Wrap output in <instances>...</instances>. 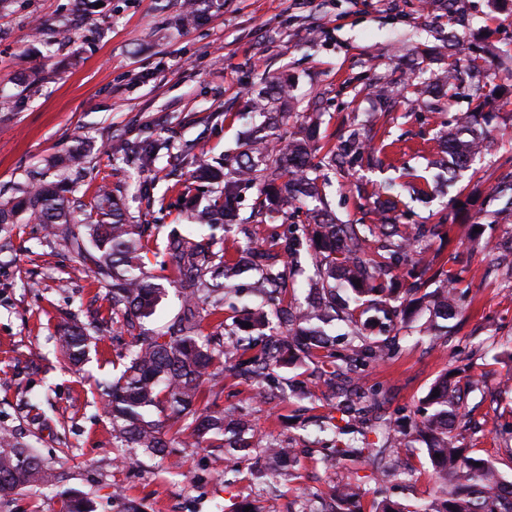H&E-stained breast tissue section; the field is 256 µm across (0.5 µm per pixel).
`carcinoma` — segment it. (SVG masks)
Returning a JSON list of instances; mask_svg holds the SVG:
<instances>
[{
    "instance_id": "1",
    "label": "carcinoma",
    "mask_w": 512,
    "mask_h": 512,
    "mask_svg": "<svg viewBox=\"0 0 512 512\" xmlns=\"http://www.w3.org/2000/svg\"><path fill=\"white\" fill-rule=\"evenodd\" d=\"M443 76L421 86L407 85L412 101L421 110L435 111L443 101L461 94L463 76L470 78L466 97L475 103L470 112L455 114L448 121L452 129L441 141L446 161L437 180L453 183L458 170L487 149L482 123L484 108L492 101L481 75L478 57L455 39ZM269 112L254 133L242 143L236 166L224 171L202 155H191L194 181L221 186L220 194L200 208L191 201L190 219L210 229H230L238 220L242 189L258 187L254 216L304 213L306 223L286 236L277 235L268 248L250 243L228 255L216 247L214 236L196 240L173 230L168 235L163 265L176 276L183 305L180 316L159 331H148L150 318L163 293L155 277L145 268L148 226L132 224L121 200L112 189L100 185L90 202L68 196L71 175L84 170L86 155L78 148L54 161L60 179L44 184L32 175L21 196L0 204V227L17 223L22 213L49 227L82 261H91L100 281L108 286L109 307L101 322L115 327L116 338L125 343L124 370L112 381L102 383L105 411L117 448H140L164 458L169 454L168 433L184 445L219 448L225 460L238 465L256 449L248 421L234 409L218 403L224 393V372L243 382L256 384L255 395L272 402L281 388L277 370L295 368L310 361L316 365L312 381L293 379L289 395L309 398L312 389L336 390V376L348 371L361 374L371 364L392 358L393 350L383 335L409 323L426 310L430 319L426 334L438 339L448 333L445 322L455 319L472 304L470 290L462 280L426 259L431 239L439 235L447 218L436 224H406L408 205L399 191L373 194L378 224H338L324 203L319 183L325 169L352 166L363 158L364 141L353 130L324 155H319L317 122L312 121L283 137L280 127L288 122L286 93L279 86L267 92ZM164 145L157 142L114 140L113 152L149 170ZM496 199L505 200L496 217L512 216V173L497 183ZM84 214L91 222L78 219ZM83 224V230L76 229ZM471 242L480 244V234L470 232ZM482 245V244H480ZM487 255L511 251L512 239L482 245ZM312 260L308 278L310 298L298 307L288 301L290 269L301 255ZM256 275L254 295L258 302L233 308L224 318V304L239 292L235 279L245 273ZM213 319L214 331L205 334L201 322ZM347 324L348 336L364 338V344L336 364V338L325 330L333 321ZM251 327L245 328L243 324ZM59 350L73 365L83 362L91 336L77 323L60 328ZM439 395H434V391ZM378 401L372 390L362 392L340 407L344 414L365 415ZM428 411L414 422V430L425 444L432 477L439 494L417 512H512V481L488 460L469 452L454 435L461 419L472 420L466 392L448 376L437 381L424 397ZM440 458H435V454ZM263 476L277 478L296 464L299 448H279L270 443L261 449ZM356 460L368 456L377 462L371 448L351 439L328 449L326 459ZM58 476L13 431L0 430V496L19 489L51 486ZM373 495L374 512H410L402 504L382 496V491L346 481L332 485L328 497L333 503L325 512H361V501ZM61 512H94L91 501L71 493L62 501Z\"/></svg>"
}]
</instances>
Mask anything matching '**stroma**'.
Instances as JSON below:
<instances>
[{"label": "stroma", "instance_id": "35a3bbf8", "mask_svg": "<svg viewBox=\"0 0 512 512\" xmlns=\"http://www.w3.org/2000/svg\"><path fill=\"white\" fill-rule=\"evenodd\" d=\"M182 0H0V197L24 185L33 169L54 178L48 161L79 144L88 154L77 178V195L91 197L107 182L122 198L133 223L151 234L148 270L166 292L150 330L170 324L181 296L158 252L172 230L215 234L226 248L252 239L269 245L289 221L275 216L256 221L257 197L243 190L240 216L245 232L209 231L191 224L181 200L190 182L188 167H175L186 146L213 161L234 165L249 129L259 124L255 103L269 86L286 83L291 110L299 120L314 119L320 138L337 144L352 129H371L375 164L328 171L323 197L344 224H372L375 185L407 181L410 173L432 170L442 154L437 137L450 115L469 108L466 97L442 104L438 113L410 115L387 108L368 84L381 78L402 89V71L415 67L433 80L446 61L427 52L445 46L449 32L486 50L488 85L502 84L512 69V0H202L197 26L178 22ZM487 129L492 145L463 172L453 188L426 201L410 202L415 224L435 223L451 196L463 208L448 223L446 239L435 241L439 263L469 286L474 302L447 342L435 343L415 319L397 334L400 350L390 362L362 375L364 386L380 391V412L390 416L416 410L430 387L447 371L474 381L469 395L477 433H465L467 448L512 479V453L498 433L512 422V389L500 384L507 371L496 354L512 349V255L497 270L487 268L484 252L468 239L481 223L487 237L512 236V222L494 220L490 196L512 158V94L498 97ZM158 140L165 147L152 170L141 171L111 154L112 140ZM150 187L151 201L137 188ZM106 290L88 265L48 236L43 225L23 221L0 232V429L15 431L43 461L63 473L61 487L22 489L0 499V512H59L60 489L90 499L96 512H114L112 493L122 489L143 512H219L247 504L258 512H300L305 494L327 492L351 477L367 488L383 487L406 505L432 498L437 487L422 443L410 439L397 453L408 477L382 476L362 463L324 464L321 448L334 433L316 420L338 416V400L315 391L306 400L263 404L253 401L247 383L225 376L220 403L247 415L256 439L303 449L292 474L277 482L261 477V459L239 470L224 454L172 442L178 467L137 448H117L97 384L122 371L115 365L111 339L90 349L86 361L69 366L56 349L57 329L66 320L88 323L106 311Z\"/></svg>", "mask_w": 512, "mask_h": 512}]
</instances>
